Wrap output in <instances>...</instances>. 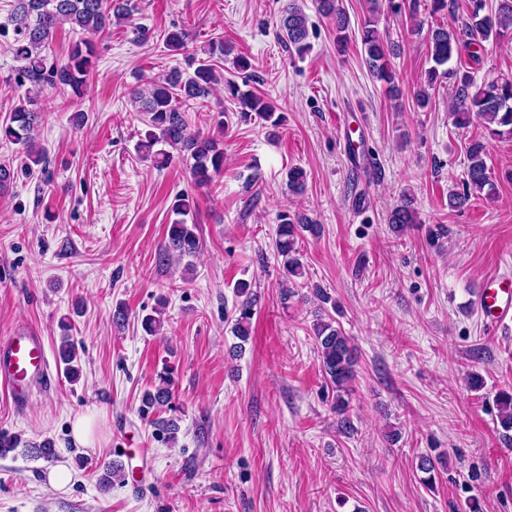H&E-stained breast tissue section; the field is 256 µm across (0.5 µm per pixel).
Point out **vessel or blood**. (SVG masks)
<instances>
[{"mask_svg":"<svg viewBox=\"0 0 512 512\" xmlns=\"http://www.w3.org/2000/svg\"><path fill=\"white\" fill-rule=\"evenodd\" d=\"M477 309L490 326L512 323V280L501 276L485 280L479 288ZM48 376L47 345L38 330L21 327L0 336V392L15 408L27 406L34 383Z\"/></svg>","mask_w":512,"mask_h":512,"instance_id":"b4317fda","label":"vessel or blood"}]
</instances>
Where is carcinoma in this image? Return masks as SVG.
<instances>
[{
	"label": "carcinoma",
	"instance_id": "cac0c4a2",
	"mask_svg": "<svg viewBox=\"0 0 512 512\" xmlns=\"http://www.w3.org/2000/svg\"><path fill=\"white\" fill-rule=\"evenodd\" d=\"M129 0H14L12 22L14 23L13 54L20 62L16 84L26 87L25 95L10 112L6 121L0 124V138L26 148L27 160L34 165L44 162L43 152L32 144L33 132L39 118L40 97L47 89L66 88L71 95L80 99L86 78L93 69L97 58L94 37L103 35L112 25V19H127L131 16ZM466 17L458 26H436L428 29L427 41L434 66L426 71L425 86L415 94L420 108L428 106L431 91L446 81L452 85L456 112L455 125L464 126L473 120L484 124L489 138L512 137V77H504L483 86L475 84L472 76L461 68H448L446 64L466 53L476 59L485 50V44L512 40V0H464ZM318 11L328 18L336 30V44L339 47L347 42L346 31L349 21L340 0H316ZM381 10L380 0H370L369 17L361 28V45L365 62L373 77L394 87L395 75L389 66V57L394 48L383 41L376 28V14ZM68 23L79 34L73 44L68 60L61 64L48 62L44 50L56 28ZM279 36L283 42L299 55L308 49L306 39L308 29L306 17L294 3H289L282 11ZM193 72L184 74L178 69L150 82L144 89L132 92L139 111L145 114L151 127L148 137L139 144V150L153 159L158 167L171 163L173 155L164 149H155L159 143L187 153L193 160L191 174L196 183L209 184L224 169L223 143L210 136L189 129L186 114L180 102L204 99L210 95L212 85L217 81L215 69L205 59H190ZM227 89L237 99L241 119L247 121L257 115L272 128L282 125L283 117L275 112L272 105L261 96L243 91L234 82H227ZM488 142L483 139L472 141L467 148V171L464 189L452 193L448 206L462 208L470 199L484 194L495 193V184L488 173L486 157ZM289 192L300 195L306 189V174L300 167L288 170ZM172 210L179 218L170 224L168 239L159 252V260L180 261L195 256L200 247L197 225L189 224L184 216L191 211L189 196L177 197ZM388 223L395 231L403 232L418 223L417 213L409 199L392 209ZM320 226L304 213L278 215L275 247L284 259L283 277L302 275V263L298 257L299 242L304 233L315 236ZM239 301L235 306V318L231 333L238 339L233 347L237 353L243 352L244 343L251 334V320L254 315L256 294L251 283L240 281L236 285ZM315 336L321 370L336 392L333 409L341 415L340 425L347 429L351 421L346 417L352 382L356 377L355 357L350 338L333 325V321L322 318L314 323ZM59 359L69 380L75 382L80 376V368L74 365L77 359L76 347L70 337L61 338ZM172 392L170 380L161 377V382L153 390L144 393L142 403L146 409H158L170 403ZM496 406L499 423L503 431L512 430V393L497 395ZM441 456L424 455L418 462V470L426 477L422 482L431 487L435 484L436 464Z\"/></svg>",
	"mask_w": 512,
	"mask_h": 512
}]
</instances>
